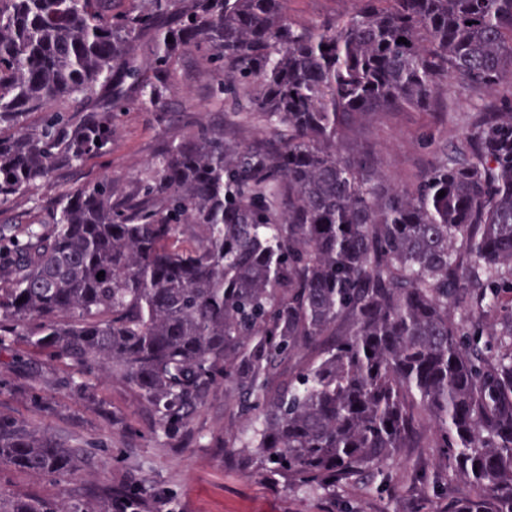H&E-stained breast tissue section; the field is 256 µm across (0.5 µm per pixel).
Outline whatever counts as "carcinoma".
<instances>
[{"label":"carcinoma","instance_id":"1","mask_svg":"<svg viewBox=\"0 0 512 512\" xmlns=\"http://www.w3.org/2000/svg\"><path fill=\"white\" fill-rule=\"evenodd\" d=\"M286 2L0 0V205L106 151L122 112L168 119L187 54L218 116L131 186L108 176L62 194L52 224L0 225V353L117 379L179 442L230 384L246 429L224 447L267 482L388 493L403 449L434 448L468 487L444 512H512V0H356L309 26ZM457 93L465 134H428L411 184L345 155L358 121ZM93 465L0 412V471L69 485ZM150 498L0 491V512Z\"/></svg>","mask_w":512,"mask_h":512}]
</instances>
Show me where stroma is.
Masks as SVG:
<instances>
[{
  "label": "stroma",
  "instance_id": "1",
  "mask_svg": "<svg viewBox=\"0 0 512 512\" xmlns=\"http://www.w3.org/2000/svg\"><path fill=\"white\" fill-rule=\"evenodd\" d=\"M209 82L208 71L185 57L173 91L182 110L174 120L162 121L156 113L139 109L121 113L109 151L54 172L34 189L14 195L0 211L8 217L45 221L65 191L90 186L106 175L129 180L143 169L160 142L189 133L205 118L210 110ZM472 110V99L458 94L449 100L444 118L419 111L380 114L356 124L349 151L374 155L383 173L407 185L432 160L423 146L424 134L432 131L441 140H455L465 133ZM64 374L54 362H43L33 375L10 358H1L0 379L8 386L0 390V410L105 450L106 463L86 478L83 490L119 483L137 490L146 484L153 492L150 512H389L394 506L410 512L436 470L435 449L408 448L390 464L393 499L380 498L353 483L338 487L329 497L307 495L281 482L269 484L247 476L237 457L212 447V438L243 426L242 420L229 415L225 390H217L195 418L190 447L180 448L153 432L122 382L91 378L79 390L61 385ZM36 393L41 403L33 402Z\"/></svg>",
  "mask_w": 512,
  "mask_h": 512
}]
</instances>
